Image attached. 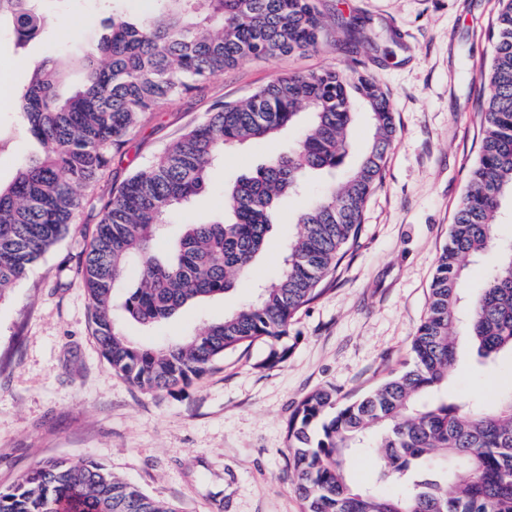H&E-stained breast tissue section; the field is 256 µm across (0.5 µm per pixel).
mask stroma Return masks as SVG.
Segmentation results:
<instances>
[{"label":"stroma","mask_w":512,"mask_h":512,"mask_svg":"<svg viewBox=\"0 0 512 512\" xmlns=\"http://www.w3.org/2000/svg\"><path fill=\"white\" fill-rule=\"evenodd\" d=\"M499 0H321L327 19L363 21L372 42L333 37L313 53L246 60L206 86L146 113L133 136L89 190L70 232L0 300V489L52 459L93 461L178 512H302L288 473V422L297 403L332 389L357 400L399 372L427 307L437 260L465 191L483 134L479 74L493 52ZM60 23L17 54L0 34V81L19 87L44 57L98 37L105 13L93 0H50ZM354 65L388 92L397 131L385 176L370 197L361 231L336 278L295 317L287 359L264 367L269 346L226 353L182 391L147 393L116 374L93 334L77 260L89 247L100 206L112 190L185 130L215 100L247 97L274 75ZM9 143L0 184L36 149L15 111L0 108ZM300 127L249 141L209 172L206 191L175 210L160 246L183 225L224 205V187L287 150ZM325 179L310 175L302 198H284L264 250L222 298L184 308L146 329L122 321L131 338L164 344L222 320L274 280L294 235L296 212ZM512 387V356L479 365L461 346L448 395L487 400Z\"/></svg>","instance_id":"1"}]
</instances>
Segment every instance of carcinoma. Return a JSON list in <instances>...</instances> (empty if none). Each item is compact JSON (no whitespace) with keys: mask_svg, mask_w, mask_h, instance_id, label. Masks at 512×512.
<instances>
[{"mask_svg":"<svg viewBox=\"0 0 512 512\" xmlns=\"http://www.w3.org/2000/svg\"><path fill=\"white\" fill-rule=\"evenodd\" d=\"M112 16L97 41L35 66L15 105L41 147L0 186V301L69 233L82 191L97 184L112 149L141 118L199 89L246 59L304 53L332 36L319 0H154L138 20ZM52 20L44 0H0V30L24 48ZM493 55L481 82L484 136L442 248L426 314L410 342V362L362 398L337 405L319 390L301 400L288 425L290 465L302 512H512V389L493 401L450 402L442 394L458 358L459 332L488 365L512 354V242L496 226L512 198V0H500ZM77 84L66 87L70 68ZM311 122L288 150L227 187L222 214L188 224L164 255L156 243L169 213L203 192L226 150L270 140L302 113ZM372 138L342 181L336 168L351 149L357 114ZM396 131L386 92L355 68L276 76L250 96L219 101L102 204L78 272L91 322L108 364L143 392L174 391L203 376L243 345L270 347L260 366L288 358L289 328L319 298L361 230L363 212L383 181ZM313 172L328 176L322 195L297 213L276 280L255 300L188 337L163 345L131 341L114 319V295L133 270L137 288L121 305L145 328L191 304L221 298L261 253L279 200ZM494 256L459 317L469 259ZM376 452L382 493L352 477L356 453ZM0 512H177L103 466L52 461L0 490Z\"/></svg>","mask_w":512,"mask_h":512,"instance_id":"cac0c4a2","label":"carcinoma"}]
</instances>
